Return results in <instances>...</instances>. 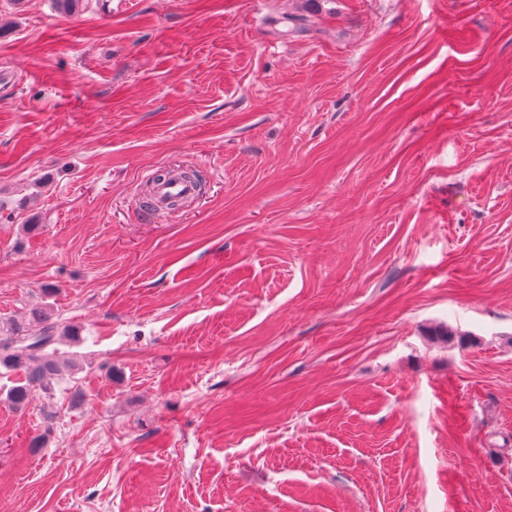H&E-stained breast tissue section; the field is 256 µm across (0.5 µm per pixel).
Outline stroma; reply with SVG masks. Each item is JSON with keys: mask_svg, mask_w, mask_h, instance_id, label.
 Wrapping results in <instances>:
<instances>
[{"mask_svg": "<svg viewBox=\"0 0 512 512\" xmlns=\"http://www.w3.org/2000/svg\"><path fill=\"white\" fill-rule=\"evenodd\" d=\"M40 307L76 367L0 402V512H512V0H0ZM199 193L198 187L190 181L184 180L177 175L166 177L153 184V194L157 205H151L150 209L145 208L144 216L152 219L156 214L163 212L161 203L171 197L194 199Z\"/></svg>", "mask_w": 512, "mask_h": 512, "instance_id": "35a3bbf8", "label": "stroma"}]
</instances>
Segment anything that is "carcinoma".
<instances>
[{
	"label": "carcinoma",
	"instance_id": "carcinoma-1",
	"mask_svg": "<svg viewBox=\"0 0 512 512\" xmlns=\"http://www.w3.org/2000/svg\"><path fill=\"white\" fill-rule=\"evenodd\" d=\"M61 336L79 340L74 329L64 330ZM61 336L58 326L50 321V314L43 310L34 311L29 322L15 323L8 334L0 336V379H13L5 402L16 409L22 408L32 389L38 387L48 392L50 380L72 369L69 360L46 352Z\"/></svg>",
	"mask_w": 512,
	"mask_h": 512
}]
</instances>
